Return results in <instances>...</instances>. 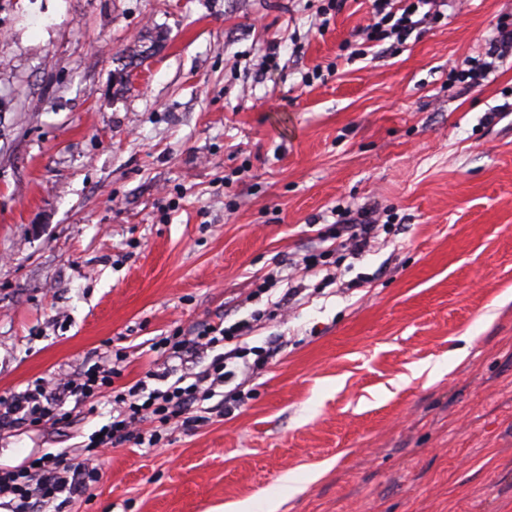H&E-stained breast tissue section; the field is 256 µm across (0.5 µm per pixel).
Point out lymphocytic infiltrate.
<instances>
[{
  "mask_svg": "<svg viewBox=\"0 0 512 512\" xmlns=\"http://www.w3.org/2000/svg\"><path fill=\"white\" fill-rule=\"evenodd\" d=\"M395 3L396 0H374L376 21L365 28L367 42L380 43L390 38L399 43L405 41L423 24L439 19L446 0H412L411 6L400 11L395 10ZM420 5L425 6L426 11L419 16L415 9ZM510 50L512 19L504 17L496 24L485 58L461 71L460 80L487 78L493 72L496 60ZM249 329L250 324L246 321L236 322L227 328L209 324L192 336L178 329L160 338L155 349L170 359L182 358L203 348L214 350L215 356L206 369L194 375L192 382L180 378L166 389H152L148 382L154 379L155 374L150 371L145 379L115 395L117 416L101 427L100 438L90 439L83 445L80 461L49 454L39 457L34 464L15 469L1 468L0 498H9L13 512H41L59 494L89 487L96 480L98 468L95 460L100 449L114 448L128 441L149 448L163 444L167 424L178 418L192 422L194 412L201 410L203 401L214 395L216 386L233 378V371L226 368L224 354L218 353L217 348L243 338ZM124 360V355L119 353L111 369L91 367L76 377L45 381L17 393L0 405V427L18 423L34 426L58 423L62 417L61 410L68 401L84 402L94 398L100 388L111 385L114 378L120 377ZM147 421L156 422V429L140 432V425Z\"/></svg>",
  "mask_w": 512,
  "mask_h": 512,
  "instance_id": "f902f5d3",
  "label": "lymphocytic infiltrate"
}]
</instances>
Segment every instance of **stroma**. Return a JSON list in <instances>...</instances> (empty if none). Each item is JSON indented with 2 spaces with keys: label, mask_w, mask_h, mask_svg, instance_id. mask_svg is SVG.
<instances>
[{
  "label": "stroma",
  "mask_w": 512,
  "mask_h": 512,
  "mask_svg": "<svg viewBox=\"0 0 512 512\" xmlns=\"http://www.w3.org/2000/svg\"><path fill=\"white\" fill-rule=\"evenodd\" d=\"M372 11L0 0V400L127 356L72 423L1 429L0 468L72 453L149 367L206 368L153 352L174 329L261 310L241 344L276 350L59 512H512V56L451 74L512 0L359 56ZM345 208L380 226L358 256Z\"/></svg>",
  "instance_id": "35a3bbf8"
}]
</instances>
